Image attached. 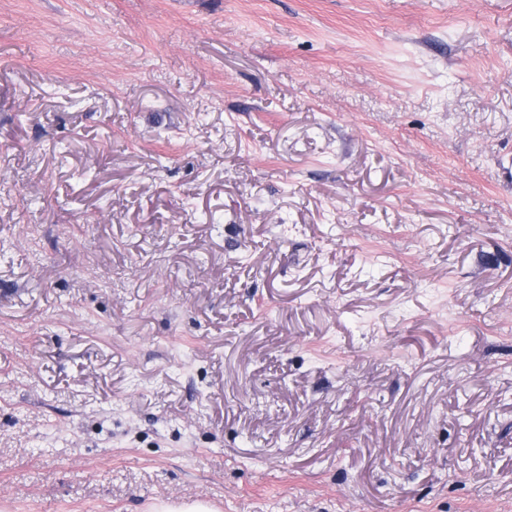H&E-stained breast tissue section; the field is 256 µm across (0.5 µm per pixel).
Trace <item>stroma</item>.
Wrapping results in <instances>:
<instances>
[{
  "instance_id": "obj_1",
  "label": "stroma",
  "mask_w": 512,
  "mask_h": 512,
  "mask_svg": "<svg viewBox=\"0 0 512 512\" xmlns=\"http://www.w3.org/2000/svg\"><path fill=\"white\" fill-rule=\"evenodd\" d=\"M512 512V0H0V512Z\"/></svg>"
}]
</instances>
